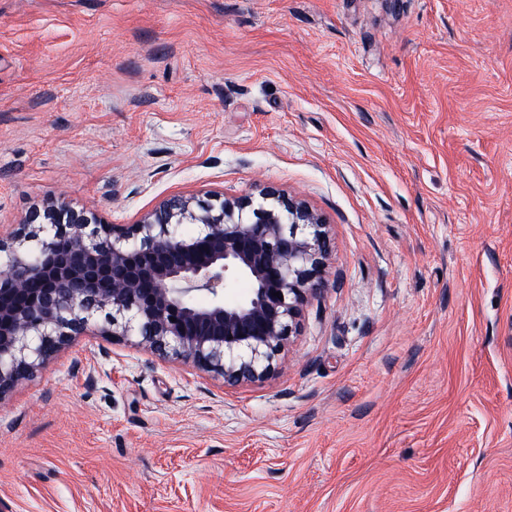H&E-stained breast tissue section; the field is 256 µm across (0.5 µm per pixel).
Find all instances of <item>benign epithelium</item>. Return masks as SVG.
Listing matches in <instances>:
<instances>
[{"label": "benign epithelium", "instance_id": "7a95c632", "mask_svg": "<svg viewBox=\"0 0 512 512\" xmlns=\"http://www.w3.org/2000/svg\"><path fill=\"white\" fill-rule=\"evenodd\" d=\"M24 223L36 228L14 244L0 239V403L88 330L134 338L228 385L260 380L324 287L330 259L322 218L272 187L218 208L173 196L137 224L58 198ZM239 279L247 296L224 301Z\"/></svg>", "mask_w": 512, "mask_h": 512}]
</instances>
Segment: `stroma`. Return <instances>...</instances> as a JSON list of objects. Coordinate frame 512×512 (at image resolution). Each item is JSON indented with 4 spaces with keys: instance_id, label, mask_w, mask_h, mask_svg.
<instances>
[{
    "instance_id": "1",
    "label": "stroma",
    "mask_w": 512,
    "mask_h": 512,
    "mask_svg": "<svg viewBox=\"0 0 512 512\" xmlns=\"http://www.w3.org/2000/svg\"><path fill=\"white\" fill-rule=\"evenodd\" d=\"M273 186L325 291L227 387L77 337L0 512H512V0H0V228Z\"/></svg>"
}]
</instances>
